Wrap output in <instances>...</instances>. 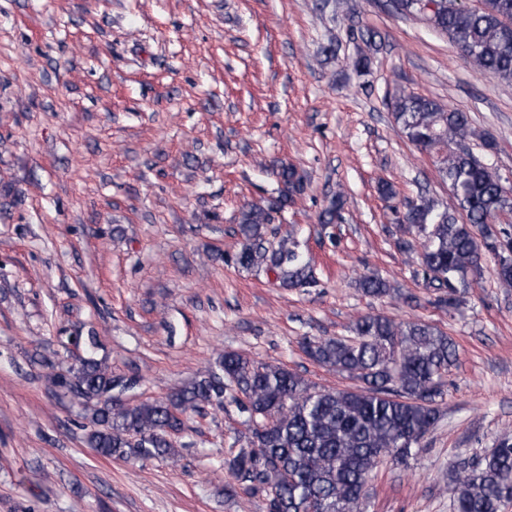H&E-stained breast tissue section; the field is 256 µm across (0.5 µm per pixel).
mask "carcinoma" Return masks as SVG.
<instances>
[{
    "label": "carcinoma",
    "mask_w": 512,
    "mask_h": 512,
    "mask_svg": "<svg viewBox=\"0 0 512 512\" xmlns=\"http://www.w3.org/2000/svg\"><path fill=\"white\" fill-rule=\"evenodd\" d=\"M400 15H422L448 36L460 55L478 69L512 85V0H483L478 9L458 0H389ZM388 108L405 137L436 156L438 172L465 219L430 197L406 203L404 221L423 239L420 267L428 284L442 291L435 304L455 309L461 294L480 271L476 232L512 212V192L466 146L474 136L467 113L437 101L399 92ZM283 185L267 206L247 205L239 217L243 239L237 263L275 275L283 288H304L313 269L295 249L265 245L272 213L295 202L302 190L296 171H278ZM344 191L333 195L321 222L341 219ZM362 292L382 297L387 282L368 276ZM350 337L306 338L304 353L317 364L359 379L353 390L318 389L284 367L256 363L226 352L215 366L161 400L124 402L136 381L112 375L97 358V336H75L86 357L80 365L49 375L51 384L91 410L88 447L99 456L120 460H179L173 436L188 415L224 405L226 385L232 401L248 414L251 436L226 461L232 481L229 497L260 495L267 512H367L365 485L379 463L403 464L420 447L439 419L444 376L456 360L448 334L423 322H395L362 315ZM453 512H503L512 504V433L496 439L494 449L455 463Z\"/></svg>",
    "instance_id": "cac0c4a2"
}]
</instances>
